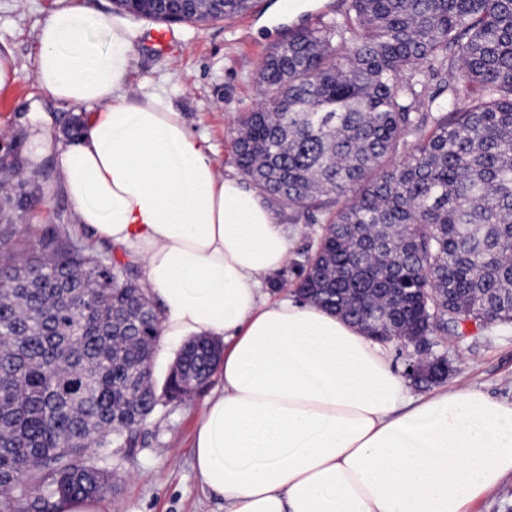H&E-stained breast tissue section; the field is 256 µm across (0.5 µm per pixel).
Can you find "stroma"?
<instances>
[{
	"label": "stroma",
	"mask_w": 512,
	"mask_h": 512,
	"mask_svg": "<svg viewBox=\"0 0 512 512\" xmlns=\"http://www.w3.org/2000/svg\"><path fill=\"white\" fill-rule=\"evenodd\" d=\"M275 2L257 0L249 13L205 26L170 24L171 36L163 45L155 41V21H135L141 35L132 84L164 87L193 131L207 138L225 175L238 172L232 141L240 113L259 104L257 76L263 59L296 30L343 21L349 5V0H325L296 22L265 26ZM58 5L59 0H0V56L12 58L16 68L13 82L0 89V147L21 137L39 139L46 130L54 141H66L67 121L91 112L87 106L59 107L36 86V31ZM276 215L294 246L275 277L292 284L300 254L315 246L322 219L283 208ZM440 348L451 365L446 386L469 385L512 402V325H491L464 338L448 335ZM208 392L163 409L142 428L137 448L113 456L107 512H224L223 502L203 488L192 467V438Z\"/></svg>",
	"instance_id": "obj_1"
}]
</instances>
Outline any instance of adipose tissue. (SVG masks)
Returning <instances> with one entry per match:
<instances>
[{
	"mask_svg": "<svg viewBox=\"0 0 512 512\" xmlns=\"http://www.w3.org/2000/svg\"><path fill=\"white\" fill-rule=\"evenodd\" d=\"M139 31L60 0L34 76L94 112L56 145L59 185L89 240L141 264L163 335L223 342L192 465L224 512H466L512 474V403L472 387L413 395L357 326L267 277L290 243L266 201L220 175L164 88L132 90Z\"/></svg>",
	"mask_w": 512,
	"mask_h": 512,
	"instance_id": "adipose-tissue-1",
	"label": "adipose tissue"
}]
</instances>
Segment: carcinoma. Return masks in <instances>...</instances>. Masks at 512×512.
Returning a JSON list of instances; mask_svg holds the SVG:
<instances>
[{
  "instance_id": "obj_1",
  "label": "carcinoma",
  "mask_w": 512,
  "mask_h": 512,
  "mask_svg": "<svg viewBox=\"0 0 512 512\" xmlns=\"http://www.w3.org/2000/svg\"><path fill=\"white\" fill-rule=\"evenodd\" d=\"M166 21L173 7L113 0ZM255 0H193L198 23L248 13ZM427 65L448 98L416 111ZM261 103L232 151L256 192L293 213H321L297 295L359 319L373 336L457 333L512 323V0H350L341 23L298 31L267 56ZM415 137L411 142L408 137ZM47 158L0 154L12 179L0 210L23 214L52 193ZM0 224V512H56L58 497L112 489L114 448H134L162 407L204 390L219 346L187 342L157 392L159 311L139 264L66 224L29 240ZM430 295L415 298L414 289Z\"/></svg>"
}]
</instances>
